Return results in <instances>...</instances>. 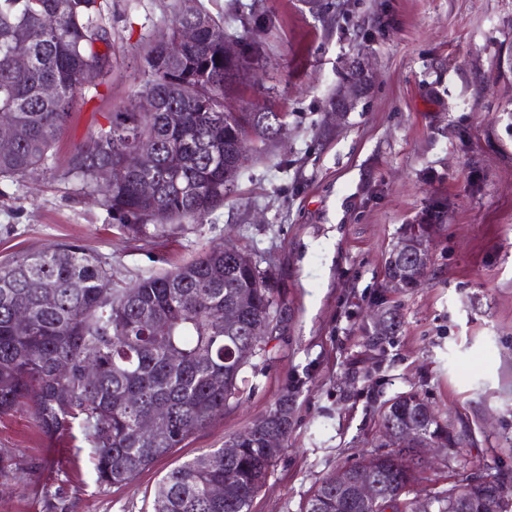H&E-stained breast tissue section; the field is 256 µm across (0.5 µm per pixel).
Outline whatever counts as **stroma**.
<instances>
[{"label": "stroma", "mask_w": 512, "mask_h": 512, "mask_svg": "<svg viewBox=\"0 0 512 512\" xmlns=\"http://www.w3.org/2000/svg\"><path fill=\"white\" fill-rule=\"evenodd\" d=\"M216 18L267 10L256 112L287 115L258 144L234 193L203 223L138 239L57 178L109 113L134 99L133 49L166 36L184 0H112L113 71L75 110L50 170L0 183V260L70 241L112 264V283L173 269L224 243L268 270L288 328L257 362L254 389L127 485H99L81 429L45 437L25 409L0 417V452L17 471L0 512H152L161 477L223 447L291 389L294 422L251 512H302L322 477L385 452L379 412L414 392L472 444L424 459L419 495L456 485L481 460L512 475V0H194ZM370 74L354 107L329 118L352 62ZM432 255L416 287L384 295V264L435 198ZM396 305L402 327L373 347L365 311Z\"/></svg>", "instance_id": "1"}]
</instances>
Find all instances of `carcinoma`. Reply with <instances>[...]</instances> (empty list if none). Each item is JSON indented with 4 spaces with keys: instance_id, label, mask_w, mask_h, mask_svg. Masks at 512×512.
<instances>
[{
    "instance_id": "cac0c4a2",
    "label": "carcinoma",
    "mask_w": 512,
    "mask_h": 512,
    "mask_svg": "<svg viewBox=\"0 0 512 512\" xmlns=\"http://www.w3.org/2000/svg\"><path fill=\"white\" fill-rule=\"evenodd\" d=\"M202 20L196 43L171 59L164 44H149L139 62L138 96L154 94L161 106L140 112L137 103L112 113L107 126L76 144L61 179L75 194L93 196L139 235L160 236L166 223H201L224 206L250 160L247 145L273 140L266 112H211L192 106L184 90L195 87L218 101L228 92L254 88L251 51L261 25L254 12L221 20L189 6L171 27ZM240 23V27L233 23ZM246 52L224 63V33ZM28 65L17 70L16 56ZM112 59L110 0H0V127L13 146L0 153V182H20L35 169H49L56 145L77 106L99 96L112 71L89 84L85 73ZM57 87L53 99L44 85ZM144 144L155 146L153 173L136 166ZM120 165L115 182L97 180L100 161ZM151 194L142 191L146 180ZM155 225L149 226L147 222ZM26 320H17L19 311ZM288 307L259 264L240 250L212 247L164 274L112 287V265L74 242H52L18 252L0 263V416L33 409L52 439L81 427L93 447L97 481L132 482L148 466L224 414L230 400L253 387L247 366L282 335ZM401 328L391 312L373 338ZM68 371H60L61 364ZM93 370V377L86 375ZM411 394L379 422L414 424L433 437L448 431L435 411L423 415ZM292 398L283 393L269 412L232 438L238 452L217 448L167 472L159 481L153 512H250L274 457L266 438L288 440ZM160 412L166 426L151 440L138 435L140 417ZM367 454L349 465L377 478L382 491L403 506L366 505L341 492L329 475L310 495L305 512H414L409 487L417 481L419 446ZM224 485V497L210 489ZM484 512H509L492 489L482 488ZM430 512H454L448 493L429 498Z\"/></svg>"
}]
</instances>
